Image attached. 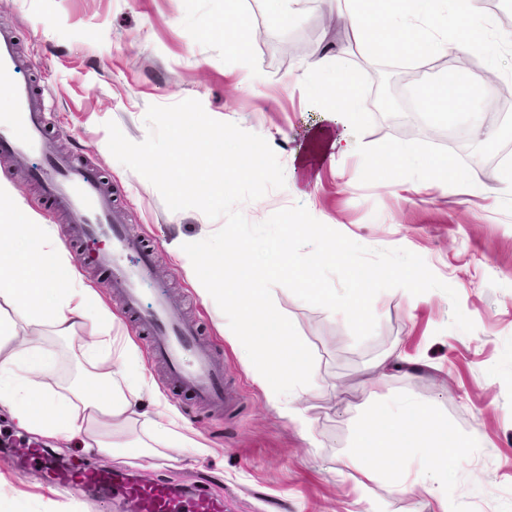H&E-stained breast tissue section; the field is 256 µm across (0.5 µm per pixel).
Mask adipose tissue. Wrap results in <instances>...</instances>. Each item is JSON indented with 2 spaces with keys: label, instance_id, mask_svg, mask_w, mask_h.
Returning <instances> with one entry per match:
<instances>
[{
  "label": "adipose tissue",
  "instance_id": "1",
  "mask_svg": "<svg viewBox=\"0 0 512 512\" xmlns=\"http://www.w3.org/2000/svg\"><path fill=\"white\" fill-rule=\"evenodd\" d=\"M310 98L334 124L335 133L322 143L323 155L357 153L356 130L362 120L357 84L343 69L326 85L312 88ZM0 301L12 308L0 315V407L6 408L18 426L44 438L79 439L112 459L138 455L126 441L134 423H142L151 435L162 437L174 448L207 453L206 444L172 429L166 408H158L148 420H140V394L149 382L137 368V348L130 338L113 335L115 317L98 294L85 286L65 251L57 243L51 225L27 212L14 200L11 186L0 180ZM98 324V334L87 343L84 355L101 379L98 391L75 385L60 396L46 388L52 359L37 343L44 328L70 336L84 322ZM26 337H18V327ZM465 442L445 419L427 414L412 399H400L374 408L359 426L354 451L343 460L351 466L366 461L369 472L381 474L402 486L394 466L396 457L416 450L422 471L431 473V493L447 504L444 487L448 472L443 464L459 456Z\"/></svg>",
  "mask_w": 512,
  "mask_h": 512
}]
</instances>
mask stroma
I'll list each match as a JSON object with an SVG mask.
<instances>
[{"instance_id": "1", "label": "stroma", "mask_w": 512, "mask_h": 512, "mask_svg": "<svg viewBox=\"0 0 512 512\" xmlns=\"http://www.w3.org/2000/svg\"><path fill=\"white\" fill-rule=\"evenodd\" d=\"M289 8L298 21L284 29L266 0H238L236 16L248 19L253 35L242 58L225 44L222 28L236 16L226 15L224 0H0V28L11 30L33 57L28 77L48 91L49 131L60 149L94 163L130 234L156 249V277L145 284L143 302L168 294L175 316L195 322L223 360L239 395L232 413L217 415L172 386L105 274L82 270L83 282L119 318L117 332L137 346L138 366L152 383L142 411L165 404L210 450L200 457L187 448H164L122 465L78 441L53 440V459L79 471L104 466L146 483L203 490L223 499L225 512H512V183L496 161L499 150L512 153V128L496 132L479 162L462 143V130L406 134L401 123L372 107L375 62L352 48L347 28L322 23L324 16L348 12L347 0H291ZM327 39L357 79L363 116L359 153L322 162L317 133L325 123L307 94L320 77L307 71L306 53L288 57L283 48L302 41L312 49ZM188 98L199 100L210 117L264 137L284 168L283 188L241 204L249 222L301 204L368 248L416 253L457 291L474 331L451 327L454 303L445 293L397 288L374 298L376 330L359 342L342 317L274 286L277 310L315 358L312 382L297 400L310 419L309 430L301 431L253 381L228 340L225 315L215 301L198 296L168 252L171 241L207 238L223 219L196 209L170 211L159 191L108 149L106 122L139 142L148 132L149 106ZM397 144L452 165L461 179L428 182L412 168L370 167V159ZM96 334L91 322L67 339L45 329L43 346L55 362L47 379L53 390L86 380L91 367L84 346ZM393 352L405 368L378 369ZM403 397L447 419L460 437L479 434L448 461L447 506L430 494V479L413 453L396 461L407 480L403 489L382 477L367 479L363 465L340 466L354 444L361 408ZM31 439L8 412L0 413V512H126L122 498L88 493L75 501L48 485L41 467L26 459Z\"/></svg>"}]
</instances>
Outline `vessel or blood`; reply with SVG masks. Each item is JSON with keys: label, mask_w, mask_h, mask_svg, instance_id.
Listing matches in <instances>:
<instances>
[{"label": "vessel or blood", "mask_w": 512, "mask_h": 512, "mask_svg": "<svg viewBox=\"0 0 512 512\" xmlns=\"http://www.w3.org/2000/svg\"><path fill=\"white\" fill-rule=\"evenodd\" d=\"M33 66L14 34L0 30V98L8 102L7 109L0 111V158L40 156L35 178L50 212L70 225L69 239L79 247L78 265L106 273L136 330L146 336L154 361L166 367L175 387L202 404L232 411L238 395L227 385L223 361L201 343L194 324L174 319V304L164 294L156 295L150 308H143L142 287L154 273L155 252L129 234L97 168L73 162L47 138L46 95L23 78ZM100 239L110 241V250L91 251V244ZM44 468L53 484L69 490L92 491L103 497L120 491L135 502L137 512H224L223 500L202 491L186 498L163 482L132 483L101 472L75 481L64 477L52 463H45Z\"/></svg>", "instance_id": "b4317fda"}]
</instances>
